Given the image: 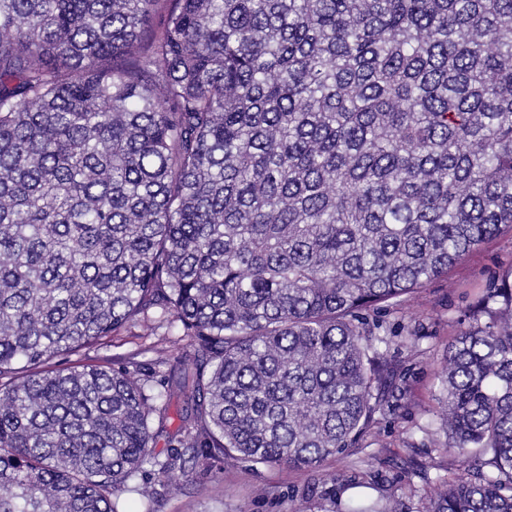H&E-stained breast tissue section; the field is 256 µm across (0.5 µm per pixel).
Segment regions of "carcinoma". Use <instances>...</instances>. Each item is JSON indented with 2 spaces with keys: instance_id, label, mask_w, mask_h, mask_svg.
I'll return each mask as SVG.
<instances>
[{
  "instance_id": "1",
  "label": "carcinoma",
  "mask_w": 512,
  "mask_h": 512,
  "mask_svg": "<svg viewBox=\"0 0 512 512\" xmlns=\"http://www.w3.org/2000/svg\"><path fill=\"white\" fill-rule=\"evenodd\" d=\"M505 229L512 0H0V512L359 447L369 314ZM152 315L191 365L49 366ZM474 315L423 512H512V274Z\"/></svg>"
}]
</instances>
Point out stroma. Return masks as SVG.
<instances>
[{
  "label": "stroma",
  "instance_id": "1",
  "mask_svg": "<svg viewBox=\"0 0 512 512\" xmlns=\"http://www.w3.org/2000/svg\"><path fill=\"white\" fill-rule=\"evenodd\" d=\"M511 270L512 232L505 231L467 253L447 276L419 289L401 312L376 313L390 341L385 354L392 371L385 385L398 409L381 418L360 447L327 459L317 471L252 467L230 459L220 474L196 471L165 489L155 512H347L356 498L419 512L431 481L450 478L457 469L456 454L436 449L445 440L432 414L440 361L449 340L466 327L469 310L495 278ZM410 329L419 341L406 340ZM132 354L146 370L165 375L173 357L189 362L194 350L186 344L173 348L165 337L135 327L84 357L116 364ZM360 474L366 477L364 486L350 487Z\"/></svg>",
  "mask_w": 512,
  "mask_h": 512
}]
</instances>
